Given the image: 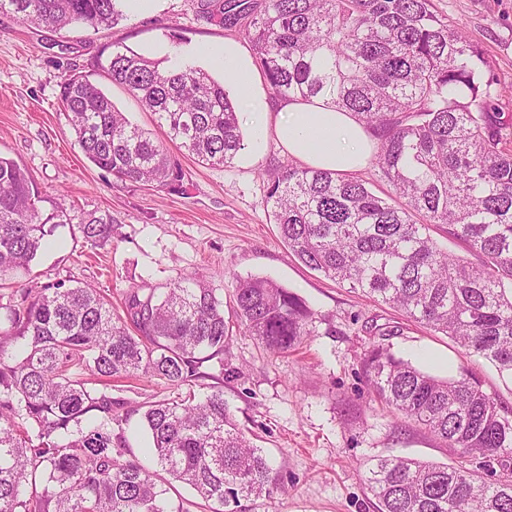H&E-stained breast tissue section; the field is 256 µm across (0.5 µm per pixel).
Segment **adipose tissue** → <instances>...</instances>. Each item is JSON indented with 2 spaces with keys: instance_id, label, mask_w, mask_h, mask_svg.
<instances>
[{
  "instance_id": "obj_1",
  "label": "adipose tissue",
  "mask_w": 512,
  "mask_h": 512,
  "mask_svg": "<svg viewBox=\"0 0 512 512\" xmlns=\"http://www.w3.org/2000/svg\"><path fill=\"white\" fill-rule=\"evenodd\" d=\"M209 55L242 93L250 110L255 145L275 137L284 152L306 166L338 173H353L366 165L373 142L349 113L337 110L323 97L268 102L256 95L258 78L241 48L228 43L211 49Z\"/></svg>"
}]
</instances>
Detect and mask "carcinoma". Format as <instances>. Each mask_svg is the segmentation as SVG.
Here are the masks:
<instances>
[{
    "mask_svg": "<svg viewBox=\"0 0 512 512\" xmlns=\"http://www.w3.org/2000/svg\"><path fill=\"white\" fill-rule=\"evenodd\" d=\"M122 0H0L37 26L99 29ZM197 15L242 31L274 94L325 97L375 138L369 165L383 195L354 176L291 162L267 170L266 205L291 253L308 268L442 333L512 376V138L482 50L433 0H198ZM97 67L156 116L167 141L204 164L244 149L237 106L201 68L163 66L112 45ZM60 102L95 166L130 182L177 191L184 172L163 141L132 124L88 76L62 83ZM28 173L0 156V288L30 270L53 219L42 217ZM112 215L79 225L93 246L112 239ZM465 245L471 262L440 248L430 227ZM234 310L266 349L309 334L313 312L268 278L235 288ZM0 512L167 510L156 474L126 451L127 420L101 378L161 376L193 387L232 332L214 290L183 276L157 295L129 289L122 311L88 285L53 283L0 310ZM23 350L4 359L18 340ZM366 381L395 413L441 440L455 464L382 456L369 468L378 512H512V406L469 367L442 378L374 345ZM150 449L170 479L209 512L280 484L214 386L201 400L143 406ZM482 457L499 469L467 467Z\"/></svg>",
    "mask_w": 512,
    "mask_h": 512,
    "instance_id": "carcinoma-1",
    "label": "carcinoma"
}]
</instances>
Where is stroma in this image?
I'll use <instances>...</instances> for the list:
<instances>
[{"label": "stroma", "instance_id": "1", "mask_svg": "<svg viewBox=\"0 0 512 512\" xmlns=\"http://www.w3.org/2000/svg\"><path fill=\"white\" fill-rule=\"evenodd\" d=\"M434 3L439 13L462 23L481 48L501 90L503 119L512 123V0ZM227 40L251 48L241 31L197 19L193 0H156L148 15L129 12L117 25L96 32L34 27L0 10V155L28 172L43 216L61 207L67 218L52 246L17 281L35 290L58 281L88 285L116 302L133 286L161 293L186 275L214 288L224 300L226 321L234 325L232 342L223 359L204 363L206 379L190 390L204 396L222 368L237 369V377L224 383V397L281 475L278 491L256 500L252 512H376L365 481L374 459L395 455L447 463L454 455L394 415L369 389L362 374L365 350L389 346L396 356L440 377L472 367L485 390L510 406L512 380L447 336L326 279L289 253L265 205L262 174L288 159L275 140L256 153L243 149L220 166L177 154L184 188L172 192L118 180L93 165L58 103L62 82L82 72L133 123L155 129L154 116L96 68L103 49L119 43L168 65L190 63L220 81L224 74L207 51ZM104 212L112 216V239L94 247L78 226ZM250 276L273 279L311 307L310 334L299 348L266 351L235 325L233 292L238 280ZM190 390L159 377L113 380L118 411L130 416L123 427L126 459L156 466L138 430L136 407Z\"/></svg>", "mask_w": 512, "mask_h": 512}]
</instances>
